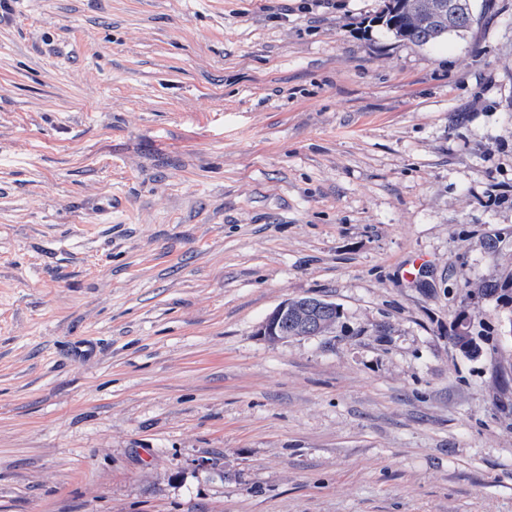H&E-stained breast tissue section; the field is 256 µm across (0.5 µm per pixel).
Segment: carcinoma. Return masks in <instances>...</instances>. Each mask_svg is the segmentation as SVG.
Masks as SVG:
<instances>
[{"mask_svg": "<svg viewBox=\"0 0 512 512\" xmlns=\"http://www.w3.org/2000/svg\"><path fill=\"white\" fill-rule=\"evenodd\" d=\"M376 21L386 32L396 38L426 45L434 43L453 32L469 28L473 21L471 0H382ZM485 296L512 291V274L482 281L478 286ZM296 314L280 324L283 336L321 335L323 325L339 322L340 310L318 297H301L294 300ZM451 340L465 354L476 358L481 347L470 327L461 333L452 327Z\"/></svg>", "mask_w": 512, "mask_h": 512, "instance_id": "1", "label": "carcinoma"}]
</instances>
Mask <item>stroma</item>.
<instances>
[{"instance_id":"1","label":"stroma","mask_w":512,"mask_h":512,"mask_svg":"<svg viewBox=\"0 0 512 512\" xmlns=\"http://www.w3.org/2000/svg\"><path fill=\"white\" fill-rule=\"evenodd\" d=\"M380 2L0 8V512H512V0ZM381 3L375 19L386 32L420 45L464 31L473 21L471 0H382ZM294 306L297 314L288 315L293 307V300H286L278 305L259 323L258 336H262L271 343L284 341L286 336L303 337L309 334H311L309 336H322L321 329L326 322L338 323L340 319L339 306L336 304L335 307L318 297L298 298L294 300ZM326 325L329 329L328 336L335 333V324L326 323ZM464 314V312L460 313L458 316L456 315L453 324H452V333H451V340L453 341V344L460 348L465 354L472 358H476L481 353V347L479 343L476 341V338L473 336L472 330L470 329L471 321L469 319V325H463V328L466 330L465 332L461 333L457 330L456 323L460 316ZM455 323V324H454ZM465 344L468 346L465 347ZM472 344V345H469Z\"/></svg>"}]
</instances>
